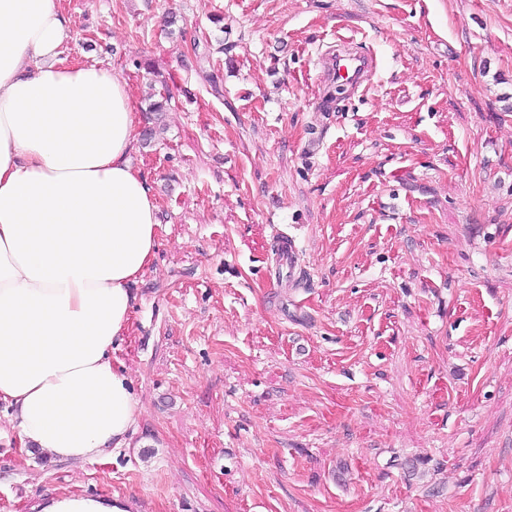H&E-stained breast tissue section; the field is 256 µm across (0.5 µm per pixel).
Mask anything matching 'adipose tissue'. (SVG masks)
Returning a JSON list of instances; mask_svg holds the SVG:
<instances>
[{"label": "adipose tissue", "mask_w": 512, "mask_h": 512, "mask_svg": "<svg viewBox=\"0 0 512 512\" xmlns=\"http://www.w3.org/2000/svg\"><path fill=\"white\" fill-rule=\"evenodd\" d=\"M69 37L62 0H0V404L26 454L83 463L138 424L112 347L159 224L126 87Z\"/></svg>", "instance_id": "ef3b65f1"}]
</instances>
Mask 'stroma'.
I'll use <instances>...</instances> for the list:
<instances>
[{"mask_svg":"<svg viewBox=\"0 0 512 512\" xmlns=\"http://www.w3.org/2000/svg\"><path fill=\"white\" fill-rule=\"evenodd\" d=\"M62 7L137 130L171 98L132 156L160 227L112 351L141 414L103 461L1 438L0 512H512V0ZM343 42L377 63L356 90L326 79ZM42 512H124L104 498L75 495H60L51 501Z\"/></svg>","mask_w":512,"mask_h":512,"instance_id":"1","label":"stroma"}]
</instances>
